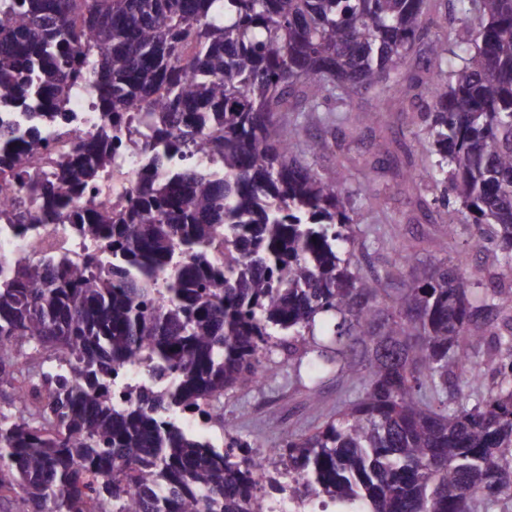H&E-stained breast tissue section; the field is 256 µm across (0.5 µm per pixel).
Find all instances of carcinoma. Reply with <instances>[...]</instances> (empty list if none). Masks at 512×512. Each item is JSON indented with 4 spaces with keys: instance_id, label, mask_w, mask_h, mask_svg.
<instances>
[{
    "instance_id": "obj_1",
    "label": "carcinoma",
    "mask_w": 512,
    "mask_h": 512,
    "mask_svg": "<svg viewBox=\"0 0 512 512\" xmlns=\"http://www.w3.org/2000/svg\"><path fill=\"white\" fill-rule=\"evenodd\" d=\"M475 45L436 40L403 71L428 0H0V97L56 111L67 83L105 112L112 134L79 143L25 186L9 217L20 236L64 224L111 256L65 254L0 268V498L22 512H267L259 478L320 512H494L512 489V0H458ZM389 82L425 100L422 150L405 178L448 184L462 205L441 219L485 225L457 263L380 298L342 258L352 223L342 177L297 145L290 112L326 94L351 100ZM151 155L114 217L79 209L102 177L124 114ZM203 145L213 166L168 167ZM27 144L0 131V175L23 172ZM335 320L316 340L317 321ZM59 353L47 371L16 351ZM313 355L355 396L313 431L288 435L255 470L252 445L224 448L184 429L211 398L266 374L272 348ZM143 367L138 399L110 394L112 372ZM492 389L471 398L460 386Z\"/></svg>"
}]
</instances>
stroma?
<instances>
[{
	"instance_id": "stroma-1",
	"label": "stroma",
	"mask_w": 512,
	"mask_h": 512,
	"mask_svg": "<svg viewBox=\"0 0 512 512\" xmlns=\"http://www.w3.org/2000/svg\"><path fill=\"white\" fill-rule=\"evenodd\" d=\"M428 37L417 42L404 62L406 71H414L420 57L426 56L430 40L462 31L456 0H431L426 21ZM394 92L375 88L363 93L353 106L341 100H329L334 111L330 123L318 115L301 114V138L322 140L326 151L316 164L326 173L343 169L351 194L353 223L349 233L360 276L376 280L382 288H400L411 283L424 268L439 262H454L456 252L472 233L462 226L453 240L441 235L434 220L441 205L459 209L455 200H447L443 186H428L422 197L405 191L402 173L406 157L417 151L416 126L411 115L389 110ZM375 112L373 123L359 121L360 112ZM378 193L379 207L367 208L360 195L363 186ZM419 241L412 266L400 267L397 255L403 243ZM270 371L261 385L239 386L229 390L212 404V418L199 433L215 446H223L225 432L248 440L257 450L272 446L291 433H305L333 416L348 397L347 383L336 375L325 376L316 392H309L308 364L289 362L280 349L269 354Z\"/></svg>"
}]
</instances>
